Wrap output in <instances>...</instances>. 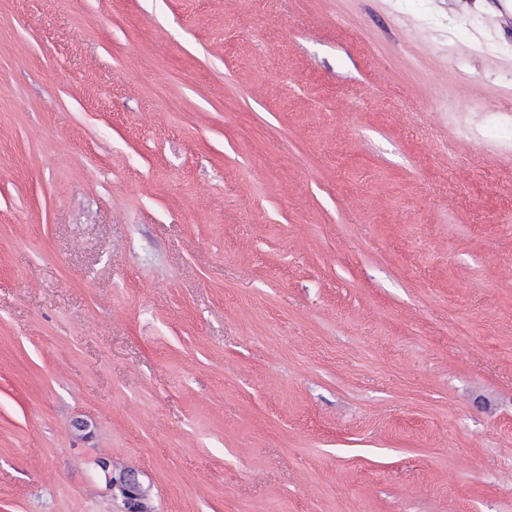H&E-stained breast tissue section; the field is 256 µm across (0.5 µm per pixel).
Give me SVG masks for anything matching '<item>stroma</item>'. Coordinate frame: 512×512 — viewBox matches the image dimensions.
<instances>
[{"label": "stroma", "mask_w": 512, "mask_h": 512, "mask_svg": "<svg viewBox=\"0 0 512 512\" xmlns=\"http://www.w3.org/2000/svg\"><path fill=\"white\" fill-rule=\"evenodd\" d=\"M511 209L512 0H0V512H512Z\"/></svg>", "instance_id": "1"}]
</instances>
